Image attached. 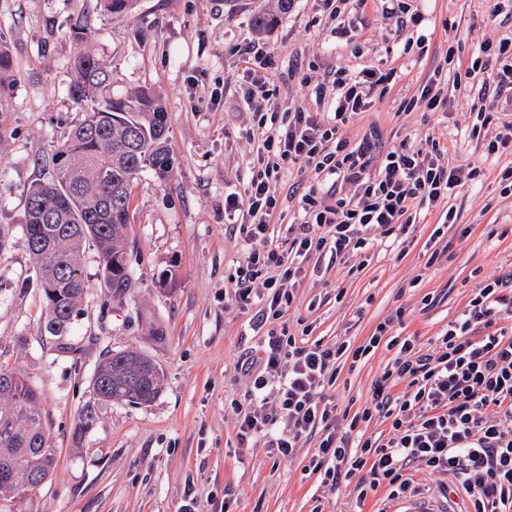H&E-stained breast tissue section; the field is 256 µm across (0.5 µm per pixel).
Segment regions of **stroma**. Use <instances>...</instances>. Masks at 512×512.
I'll return each mask as SVG.
<instances>
[{
	"instance_id": "stroma-1",
	"label": "stroma",
	"mask_w": 512,
	"mask_h": 512,
	"mask_svg": "<svg viewBox=\"0 0 512 512\" xmlns=\"http://www.w3.org/2000/svg\"><path fill=\"white\" fill-rule=\"evenodd\" d=\"M276 0H140L137 18L104 14L96 0H0V35L14 48L20 82L8 104L12 136L0 148V224L13 225L0 255V363L26 374L41 396L58 460L36 497L33 512H376L374 500L357 505L351 487L323 486L306 467L316 446L308 440L284 459L258 441L241 447L234 403H248L251 382L237 369L257 350L253 309L240 307L232 278L245 250L233 229L226 197L243 193L251 161L244 133L254 108L241 94L253 79L237 46L259 44L273 63L279 110L314 107L295 72L313 65L317 77L336 68H397L400 79L373 96L370 110L344 126L357 142L377 126L385 145H421L426 137L447 146L452 166H473L477 179L452 196L457 229L431 240L442 208H434L404 253L378 247L363 270L320 256L296 289L293 306L268 327L300 334L311 327L326 343H361L395 310L405 313L408 334L430 345L463 308L472 288L488 275L512 272V194L500 192L499 173L512 167V151L486 155L512 101L484 92L480 80L457 77L485 40L512 37V13H494L496 0H406L421 25L397 17L396 0H346L330 15L321 0H292L270 31L251 25L253 14ZM87 15L93 49L108 67L119 95L147 86L159 91L169 112L171 179L143 174L135 188L133 232L139 242L137 283L124 302L91 289L73 324L78 353L57 350L41 335L45 303L24 287L33 263L21 226L24 190L40 174L39 161L62 141L79 112L67 94L75 52L68 36L73 18ZM422 37L408 47L409 38ZM448 83V109L399 111L434 74ZM488 118L479 136L477 113ZM327 191L331 183L292 172L273 184L283 224L298 222L301 188ZM445 257L425 262L434 250ZM172 270L175 285L163 286ZM433 299L422 307L423 296ZM137 348L164 373L157 398L145 405L112 401L79 431L91 400L94 370L109 351ZM390 359L385 350L357 369L341 366L327 401L338 409L365 403Z\"/></svg>"
}]
</instances>
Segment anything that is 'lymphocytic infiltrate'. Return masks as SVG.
Returning <instances> with one entry per match:
<instances>
[{"instance_id":"f902f5d3","label":"lymphocytic infiltrate","mask_w":512,"mask_h":512,"mask_svg":"<svg viewBox=\"0 0 512 512\" xmlns=\"http://www.w3.org/2000/svg\"><path fill=\"white\" fill-rule=\"evenodd\" d=\"M482 76L496 94L512 90V38L486 41L465 78ZM397 79L396 69L358 72L339 68L332 79L302 75L316 101L331 100L325 116L296 107L268 106L269 77L242 91L260 119L246 136L256 147L244 189L246 222L239 232L246 257L234 278L240 306L259 304L258 325L282 316L295 300L294 286L313 256L340 262L398 239L430 210L477 176L476 169L442 164L436 138L424 145L400 141L383 148L377 128L356 145L341 130L372 106V92ZM289 169L312 171L352 186V197L322 202L316 190L302 194L299 222L288 225L286 245L270 230L279 215L270 186ZM512 277H488L474 288L460 313L425 349L404 334L403 312L379 322L359 346L307 341L287 329H270L242 367L252 380L249 404H235L240 445L266 439L279 456L292 457L312 436L320 441L309 467L325 486L352 483L357 501L378 490L388 500L426 491L419 474L444 475L462 491L463 512H512ZM385 348L391 355L364 407L338 413L322 399L335 384L341 359L360 362ZM388 434L373 436L374 419Z\"/></svg>"}]
</instances>
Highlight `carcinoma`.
<instances>
[{
	"mask_svg": "<svg viewBox=\"0 0 512 512\" xmlns=\"http://www.w3.org/2000/svg\"><path fill=\"white\" fill-rule=\"evenodd\" d=\"M116 18L132 16L138 0H97ZM278 15L256 12L251 23L265 31ZM76 43L67 86L70 99L82 112L64 140L52 150L50 178H37L25 192V236L35 279L25 286L38 288L49 312L44 333L61 352L75 353L69 342L71 324L79 314L90 283L84 274V252L98 254L97 287L122 301L136 285L133 257V189L145 172L172 177L175 159L168 137V116L162 95L153 88L137 87L123 96L109 90V75L100 60L86 48L91 38L84 23L69 31ZM18 83V70L10 44L0 36V146L7 137L8 101ZM11 385L0 387V507L14 509L16 488L27 491L25 504L56 469L55 451L37 391L20 371L0 365V378ZM163 373L148 355L126 350L107 353L92 380L94 402L81 414L79 431L96 421L95 405L112 400L132 404L152 402L161 390Z\"/></svg>",
	"mask_w": 512,
	"mask_h": 512,
	"instance_id": "carcinoma-1",
	"label": "carcinoma"
}]
</instances>
